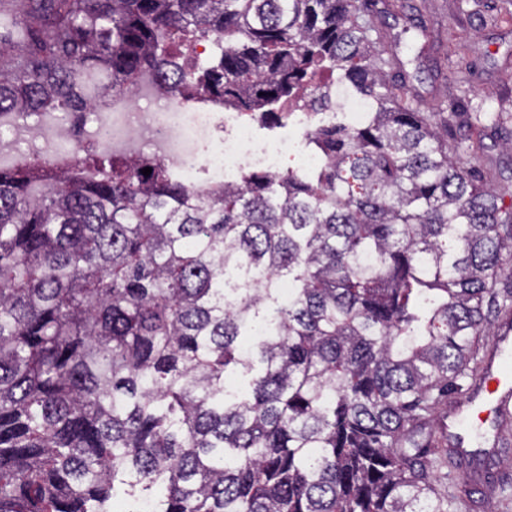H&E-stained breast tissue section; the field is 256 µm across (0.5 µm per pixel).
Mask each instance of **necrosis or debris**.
Listing matches in <instances>:
<instances>
[{
  "instance_id": "necrosis-or-debris-1",
  "label": "necrosis or debris",
  "mask_w": 512,
  "mask_h": 512,
  "mask_svg": "<svg viewBox=\"0 0 512 512\" xmlns=\"http://www.w3.org/2000/svg\"><path fill=\"white\" fill-rule=\"evenodd\" d=\"M323 118L311 98L282 113L277 132L266 134L250 114L161 87L145 73L132 91L114 93L79 119L65 112L0 115V164L37 161L64 172L81 150L130 160L147 155L187 186L207 191L237 183L245 168L277 173L307 161L302 144Z\"/></svg>"
}]
</instances>
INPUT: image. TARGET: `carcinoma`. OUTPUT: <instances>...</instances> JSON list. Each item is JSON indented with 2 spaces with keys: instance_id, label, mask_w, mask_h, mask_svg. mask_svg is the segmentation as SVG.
<instances>
[{
  "instance_id": "1",
  "label": "carcinoma",
  "mask_w": 512,
  "mask_h": 512,
  "mask_svg": "<svg viewBox=\"0 0 512 512\" xmlns=\"http://www.w3.org/2000/svg\"><path fill=\"white\" fill-rule=\"evenodd\" d=\"M405 9L0 0L27 46L0 113L90 112L86 80L145 71L266 126L323 76L372 105L308 135L316 165L209 192L150 158L0 166V512H450L433 413L512 277V192L423 109L408 66L437 61L382 55ZM447 456L471 494L482 460Z\"/></svg>"
}]
</instances>
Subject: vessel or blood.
<instances>
[{"mask_svg":"<svg viewBox=\"0 0 512 512\" xmlns=\"http://www.w3.org/2000/svg\"><path fill=\"white\" fill-rule=\"evenodd\" d=\"M512 417V322L501 321L483 353L465 399L448 414L443 429L449 447L469 453L498 447L502 425Z\"/></svg>","mask_w":512,"mask_h":512,"instance_id":"vessel-or-blood-1","label":"vessel or blood"}]
</instances>
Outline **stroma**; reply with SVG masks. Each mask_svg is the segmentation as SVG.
I'll return each instance as SVG.
<instances>
[{
    "mask_svg": "<svg viewBox=\"0 0 512 512\" xmlns=\"http://www.w3.org/2000/svg\"><path fill=\"white\" fill-rule=\"evenodd\" d=\"M430 34L426 53L448 61L447 78L425 79L420 90L428 101L445 102L455 112L456 140H484L483 154L472 165L491 171L495 185L512 188V152L499 140L485 139L474 113L503 114L512 129V17L495 11L498 0H414ZM506 441L485 461L486 481L479 493L463 499L457 512H512V419L504 425Z\"/></svg>",
    "mask_w": 512,
    "mask_h": 512,
    "instance_id": "35a3bbf8",
    "label": "stroma"
}]
</instances>
